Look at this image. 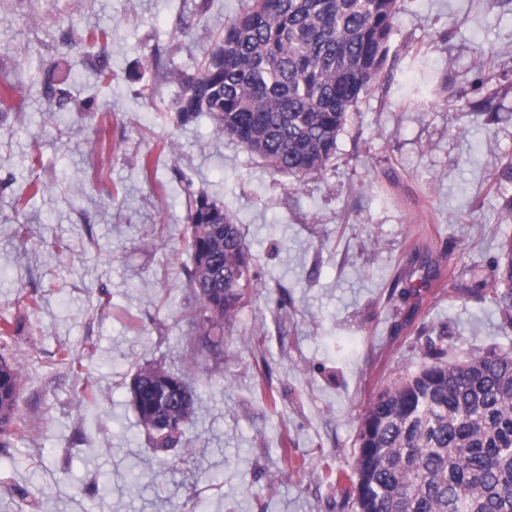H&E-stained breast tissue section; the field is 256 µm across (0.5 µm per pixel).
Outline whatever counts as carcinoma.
Returning <instances> with one entry per match:
<instances>
[{"label":"carcinoma","mask_w":512,"mask_h":512,"mask_svg":"<svg viewBox=\"0 0 512 512\" xmlns=\"http://www.w3.org/2000/svg\"><path fill=\"white\" fill-rule=\"evenodd\" d=\"M401 0H248L195 75L174 79L185 120L209 113L275 170L303 179L328 168L360 96L382 71ZM188 277L195 327L224 330L254 271L241 225L204 197L190 210ZM512 326V238L503 242L491 290ZM129 401L152 448L180 442L192 413L187 379L162 368L135 376ZM21 372L0 354V447L24 426ZM349 481L355 512H512V350L448 359V337L427 361L368 404Z\"/></svg>","instance_id":"obj_1"}]
</instances>
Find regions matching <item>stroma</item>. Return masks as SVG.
<instances>
[{"mask_svg": "<svg viewBox=\"0 0 512 512\" xmlns=\"http://www.w3.org/2000/svg\"><path fill=\"white\" fill-rule=\"evenodd\" d=\"M246 6L0 0V354L27 420L0 448V512H353L324 474L351 471L368 400L429 337L447 331L452 359L512 349L492 299L465 293L512 237V0H406L395 66L301 180L176 110L174 73H197ZM98 27L110 37L89 48L79 34ZM482 101L496 123L450 110ZM201 196L236 217L257 274L220 338L190 320ZM146 365L195 394L164 452L128 404Z\"/></svg>", "mask_w": 512, "mask_h": 512, "instance_id": "obj_1", "label": "stroma"}]
</instances>
